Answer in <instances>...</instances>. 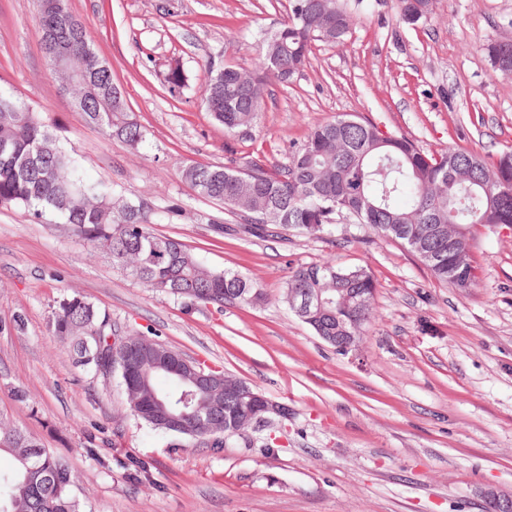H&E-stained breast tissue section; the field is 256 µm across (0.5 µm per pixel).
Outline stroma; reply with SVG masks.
Returning a JSON list of instances; mask_svg holds the SVG:
<instances>
[{"mask_svg":"<svg viewBox=\"0 0 512 512\" xmlns=\"http://www.w3.org/2000/svg\"><path fill=\"white\" fill-rule=\"evenodd\" d=\"M68 0L146 131L140 150L76 111L43 54L37 0H0V90L26 102L91 180L151 200L155 233L264 289L252 306L152 291L90 254L60 219L0 204V416L75 471L86 512H489L512 492V233L475 229L476 287L435 281L400 242L342 220L333 236L244 233L186 166L287 162L315 124L356 113L427 151L512 150V74L485 47L512 40V0H432L408 25L398 0L357 13L344 44H316L267 86L251 127L225 133L204 105L206 65L252 69L288 0ZM181 66L185 85L164 78ZM364 267L377 283L357 355L327 345L280 300L299 266ZM77 295L138 333L248 382L288 409L251 443L171 448L127 411L118 378L76 366L49 326ZM23 327H16L15 317ZM27 391L29 401L15 398ZM143 463L147 477L128 474Z\"/></svg>","mask_w":512,"mask_h":512,"instance_id":"35a3bbf8","label":"stroma"}]
</instances>
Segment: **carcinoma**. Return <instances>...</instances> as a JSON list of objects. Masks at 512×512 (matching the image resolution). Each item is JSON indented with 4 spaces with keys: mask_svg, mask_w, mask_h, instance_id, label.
Segmentation results:
<instances>
[{
    "mask_svg": "<svg viewBox=\"0 0 512 512\" xmlns=\"http://www.w3.org/2000/svg\"><path fill=\"white\" fill-rule=\"evenodd\" d=\"M429 0H400L402 22L428 19ZM354 16L342 0H290L287 17L263 42L260 63L250 71V87L237 68L207 65L205 106L224 129L252 124L266 86L287 83L305 65L316 43L340 45ZM52 32L69 55L73 71L86 78L66 91L72 106L82 102L89 123L137 150L145 133L115 93L112 75L97 72L99 56L86 25L69 9L45 10L39 34ZM378 126L358 114H343L313 126L304 143L284 164L250 159L236 168L196 163L180 176L202 197L244 217V229L279 238L290 230L330 235L348 217L378 237L404 244L439 283L472 288L478 268L469 253L475 226L512 230V153L489 158L454 147L427 152L403 136L380 138ZM21 203L37 218L45 212L71 226L94 253L157 292L173 298L222 307L233 302L259 304L263 290L230 270L207 268L180 240L154 232L155 208L142 197L128 198L87 180L80 164L62 150L36 113L12 94L0 91V204ZM267 209L265 222L252 219ZM337 273L336 280L328 278ZM322 292L329 299L310 327L319 336L364 334L370 320L358 317L356 302L376 289L364 267L331 263L291 272L281 295ZM51 326L67 344L76 364L102 376L117 375L128 411L176 448H222L233 436L250 442L244 405L197 392L182 378L181 364L164 344L142 346L134 362L112 366L121 357L112 319L78 296L62 299ZM39 444L0 417V452L15 467L0 473V512H85L76 495L78 476L46 452L39 470L21 449Z\"/></svg>",
    "mask_w": 512,
    "mask_h": 512,
    "instance_id": "1",
    "label": "carcinoma"
}]
</instances>
